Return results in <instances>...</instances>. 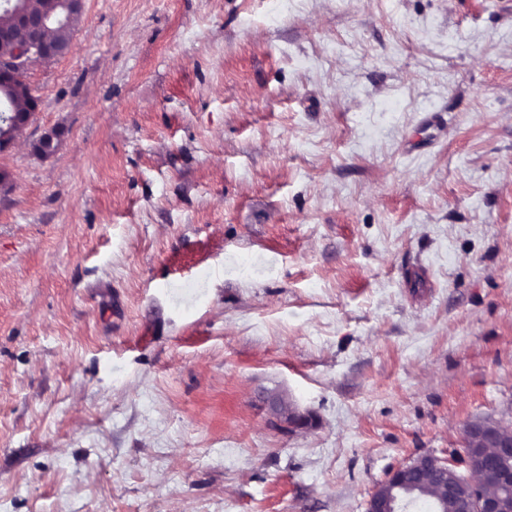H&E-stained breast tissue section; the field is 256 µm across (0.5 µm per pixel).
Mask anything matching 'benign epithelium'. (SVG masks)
<instances>
[{
	"mask_svg": "<svg viewBox=\"0 0 512 512\" xmlns=\"http://www.w3.org/2000/svg\"><path fill=\"white\" fill-rule=\"evenodd\" d=\"M0 9L17 15V28L0 29V84L16 88L26 83L29 65L35 60L50 61L64 56L69 48L48 38V19L25 12L18 0H0ZM29 119L14 111L0 114V145L7 146L28 124ZM272 416L292 428L303 425V418L279 395L266 397ZM468 440L481 446L464 451L467 474L433 455H422L412 463L394 471L387 484L407 487L412 491L429 481L438 485L444 497L455 503L457 512H512V497L486 494L512 481V431L496 422L473 421L466 428ZM413 499L404 497L388 502L374 494L366 512H408Z\"/></svg>",
	"mask_w": 512,
	"mask_h": 512,
	"instance_id": "7a95c632",
	"label": "benign epithelium"
}]
</instances>
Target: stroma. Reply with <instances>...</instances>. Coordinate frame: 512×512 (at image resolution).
<instances>
[{"mask_svg": "<svg viewBox=\"0 0 512 512\" xmlns=\"http://www.w3.org/2000/svg\"><path fill=\"white\" fill-rule=\"evenodd\" d=\"M27 80L0 512H365L512 430V0H84ZM265 399L276 422L288 424L292 428L303 425V418L293 410L288 401L282 396L270 395L265 397Z\"/></svg>", "mask_w": 512, "mask_h": 512, "instance_id": "1", "label": "stroma"}]
</instances>
